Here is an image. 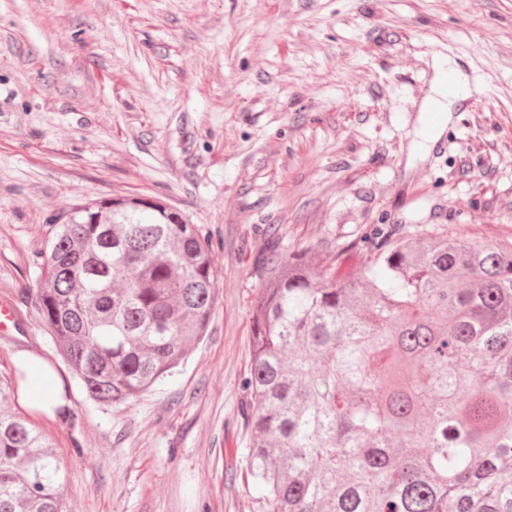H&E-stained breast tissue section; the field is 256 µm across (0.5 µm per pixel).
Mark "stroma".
Listing matches in <instances>:
<instances>
[{
	"label": "stroma",
	"mask_w": 512,
	"mask_h": 512,
	"mask_svg": "<svg viewBox=\"0 0 512 512\" xmlns=\"http://www.w3.org/2000/svg\"><path fill=\"white\" fill-rule=\"evenodd\" d=\"M454 61L476 92L425 107ZM159 200L210 237L219 299L175 374L90 400L31 301L61 210ZM372 224L512 241V0H0V370L64 380L67 512H269L239 474L268 244L336 255Z\"/></svg>",
	"instance_id": "1"
}]
</instances>
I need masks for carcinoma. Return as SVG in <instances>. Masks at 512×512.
I'll return each instance as SVG.
<instances>
[{
    "mask_svg": "<svg viewBox=\"0 0 512 512\" xmlns=\"http://www.w3.org/2000/svg\"><path fill=\"white\" fill-rule=\"evenodd\" d=\"M41 258L34 307L101 407L207 335L211 243L162 202L76 204ZM263 264L241 417L269 512H512V242L376 226L325 266L309 249ZM25 380L0 371V403ZM65 509L52 440L1 409L0 512Z\"/></svg>",
    "mask_w": 512,
    "mask_h": 512,
    "instance_id": "cac0c4a2",
    "label": "carcinoma"
}]
</instances>
